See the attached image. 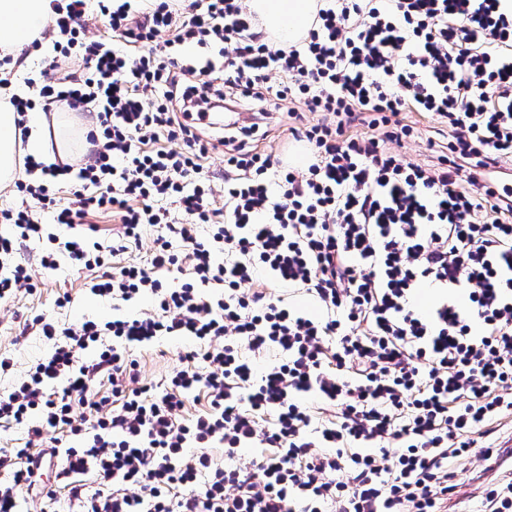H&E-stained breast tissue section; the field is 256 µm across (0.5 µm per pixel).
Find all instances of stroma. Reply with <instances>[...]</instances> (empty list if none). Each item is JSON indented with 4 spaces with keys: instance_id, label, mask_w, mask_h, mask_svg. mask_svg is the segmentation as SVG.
I'll return each mask as SVG.
<instances>
[{
    "instance_id": "stroma-1",
    "label": "stroma",
    "mask_w": 512,
    "mask_h": 512,
    "mask_svg": "<svg viewBox=\"0 0 512 512\" xmlns=\"http://www.w3.org/2000/svg\"><path fill=\"white\" fill-rule=\"evenodd\" d=\"M405 121L419 127L423 137L405 143L401 149L402 155L407 160L421 164L435 161L440 146L448 141L447 134L440 132L436 118L423 112H409L405 115ZM40 252V247L33 245L16 256L17 261L31 264L35 291L20 293L14 302L0 305V356L13 361L11 373L0 377V393L22 381L28 368L48 351L43 336L35 332L23 333L25 319L42 314L59 323L73 325L87 318L107 321L113 315L111 302L90 292L88 283L92 277L91 271L73 268L65 261L56 271H43L37 264ZM65 294L70 295V303L66 307H58L59 296ZM188 344L185 338H163L155 345L136 348L135 357L139 362L141 378L148 382L164 379L179 368L178 355ZM483 467V461L476 457L456 463L458 491L449 505L450 512H479L480 491L487 480L482 473Z\"/></svg>"
}]
</instances>
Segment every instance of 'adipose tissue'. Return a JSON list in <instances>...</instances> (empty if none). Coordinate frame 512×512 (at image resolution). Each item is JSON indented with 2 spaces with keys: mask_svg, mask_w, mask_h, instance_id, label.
Instances as JSON below:
<instances>
[{
  "mask_svg": "<svg viewBox=\"0 0 512 512\" xmlns=\"http://www.w3.org/2000/svg\"><path fill=\"white\" fill-rule=\"evenodd\" d=\"M53 0H0V50L20 60L31 42L40 37L54 15ZM249 8L266 31L277 41L291 42L302 37L316 13L315 0H249ZM11 89L0 91V189L19 176L21 152L44 155L56 150L65 155L63 142H52L49 123L41 112L27 117L29 139L19 147L15 139L18 116L10 103Z\"/></svg>",
  "mask_w": 512,
  "mask_h": 512,
  "instance_id": "adipose-tissue-1",
  "label": "adipose tissue"
}]
</instances>
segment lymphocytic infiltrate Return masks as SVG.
<instances>
[{
	"mask_svg": "<svg viewBox=\"0 0 512 512\" xmlns=\"http://www.w3.org/2000/svg\"><path fill=\"white\" fill-rule=\"evenodd\" d=\"M89 3L56 6L51 51L32 43L42 79L10 98L22 117L90 114L88 160L24 156L0 259L45 239L43 269L67 257L98 270L94 295L119 307L148 294L159 312L34 318L49 351L0 395V422L28 436L0 448V512L61 491L75 512H448L455 463L491 459L512 417V184L488 177L512 162V0H317L306 36L277 49L245 0H118L101 5L98 38ZM185 44L204 56L186 62ZM216 105L253 120L204 135ZM281 109L305 170L249 144ZM407 112L446 125L434 163L390 151L418 136ZM94 213L122 225L111 244ZM146 225L150 264H112ZM183 258L188 277L164 279ZM424 288L436 299L423 312ZM164 336L196 347L168 380L142 382L131 349ZM103 377L105 402L89 396ZM191 396L205 406L188 416Z\"/></svg>",
	"mask_w": 512,
	"mask_h": 512,
	"instance_id": "lymphocytic-infiltrate-1",
	"label": "lymphocytic infiltrate"
}]
</instances>
